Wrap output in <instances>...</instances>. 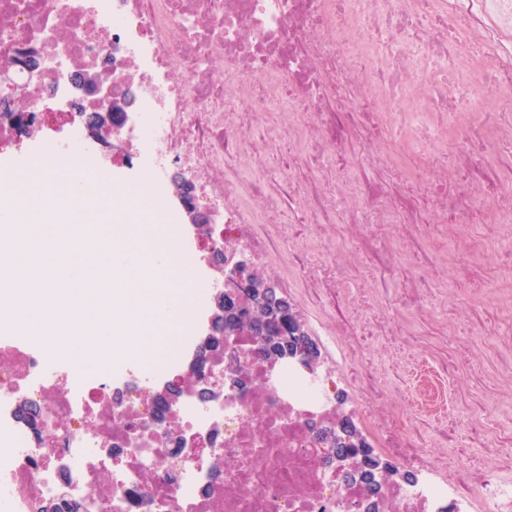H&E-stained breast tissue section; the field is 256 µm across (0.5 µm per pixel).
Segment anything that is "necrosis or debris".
<instances>
[{
	"instance_id": "necrosis-or-debris-1",
	"label": "necrosis or debris",
	"mask_w": 512,
	"mask_h": 512,
	"mask_svg": "<svg viewBox=\"0 0 512 512\" xmlns=\"http://www.w3.org/2000/svg\"><path fill=\"white\" fill-rule=\"evenodd\" d=\"M25 45L42 57L34 81L12 69ZM91 65L105 80L72 111ZM8 69L23 94L0 92V146L16 140L6 117L16 106L65 115L69 138L43 135L44 147L74 176L104 170L84 115L134 87L120 131L142 179L129 193L148 196L167 233L182 234L163 191L169 171L207 178L216 156H231L252 176L213 186L225 205L211 240L225 266L283 251L336 292L324 317L303 324L327 355L309 369L262 359L239 332L202 352L224 282L197 278L199 264L216 261L193 250L178 266L197 319L150 372L103 378L96 361L78 368L44 346L0 340V512H512L511 427L479 434L484 458L434 450V436L479 433L495 403L446 402L445 377L429 368L411 391L400 385L418 344L473 371L458 339L475 336L496 354L512 400V336L497 331L512 321V285L499 276L512 269V171L493 178L483 165L512 146V0H0ZM335 146L356 149L368 172L342 180L324 162ZM288 210L296 224H279ZM300 223L330 234L309 248ZM260 224L275 233L259 236ZM494 239L507 247L486 256ZM330 246L337 260H320ZM433 247L456 268L454 287L479 281L493 304L488 326L432 293ZM343 254L363 257L391 315L350 300ZM370 340L388 361L377 381L357 358ZM348 387L357 397L347 414ZM347 415L410 481L377 489L357 457H336L323 432ZM116 455L124 466L113 467Z\"/></svg>"
}]
</instances>
